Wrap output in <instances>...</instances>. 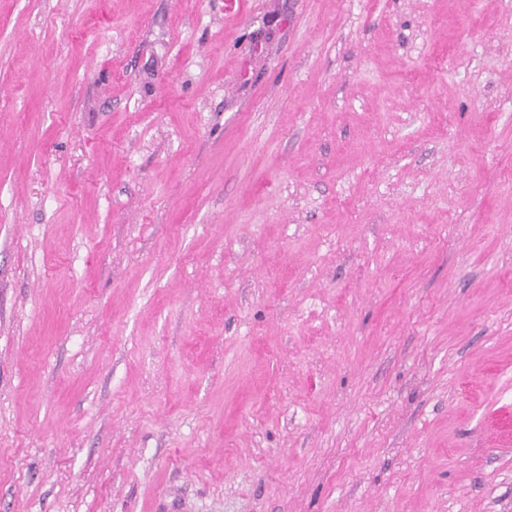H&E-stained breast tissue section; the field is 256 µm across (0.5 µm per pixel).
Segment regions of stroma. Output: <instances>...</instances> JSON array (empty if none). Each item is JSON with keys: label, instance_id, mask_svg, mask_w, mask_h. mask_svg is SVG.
Returning <instances> with one entry per match:
<instances>
[{"label": "stroma", "instance_id": "1", "mask_svg": "<svg viewBox=\"0 0 512 512\" xmlns=\"http://www.w3.org/2000/svg\"><path fill=\"white\" fill-rule=\"evenodd\" d=\"M0 512H512V0H0Z\"/></svg>", "mask_w": 512, "mask_h": 512}]
</instances>
